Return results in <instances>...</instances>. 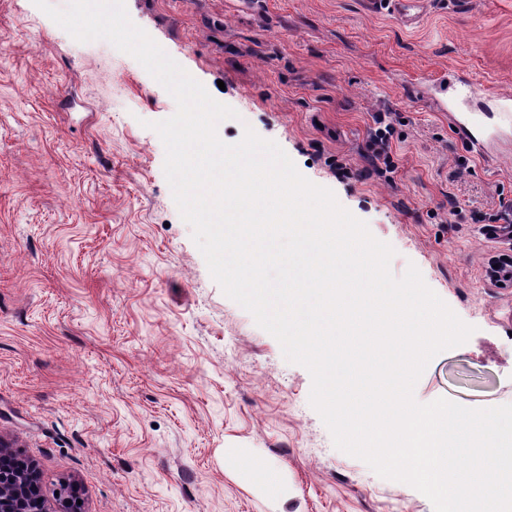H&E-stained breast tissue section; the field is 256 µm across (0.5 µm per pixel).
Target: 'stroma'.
Masks as SVG:
<instances>
[{"instance_id": "stroma-1", "label": "stroma", "mask_w": 512, "mask_h": 512, "mask_svg": "<svg viewBox=\"0 0 512 512\" xmlns=\"http://www.w3.org/2000/svg\"><path fill=\"white\" fill-rule=\"evenodd\" d=\"M125 2L237 111L225 143L276 142L393 247L395 277L416 266L474 326L416 400L512 404V288L484 276L512 246L486 232L512 202V142L482 157L448 123L459 79L512 94V0H427L412 29L367 0ZM387 108L390 182L366 158ZM176 109L110 42L0 0V437L51 512L73 492L81 512H434L334 446L308 370L211 277L150 128Z\"/></svg>"}]
</instances>
